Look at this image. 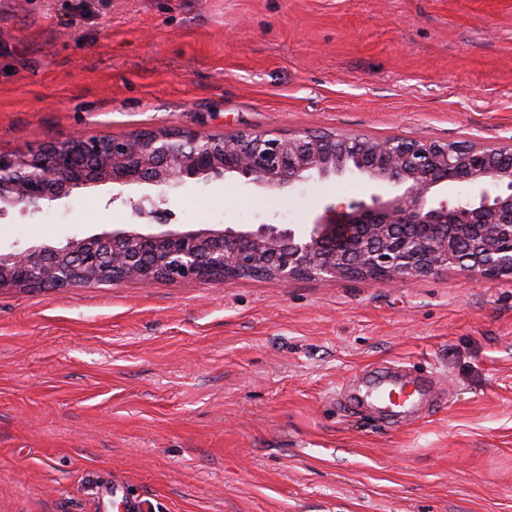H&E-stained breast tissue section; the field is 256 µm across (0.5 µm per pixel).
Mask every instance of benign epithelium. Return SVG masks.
Returning <instances> with one entry per match:
<instances>
[{
  "instance_id": "obj_1",
  "label": "benign epithelium",
  "mask_w": 512,
  "mask_h": 512,
  "mask_svg": "<svg viewBox=\"0 0 512 512\" xmlns=\"http://www.w3.org/2000/svg\"><path fill=\"white\" fill-rule=\"evenodd\" d=\"M227 177L264 192L362 179L373 192L327 204L311 224H168L177 190ZM102 184L139 222L0 249L1 289L244 276L396 282L449 267L512 275V145L311 132L78 133L35 152H0V218L35 216Z\"/></svg>"
}]
</instances>
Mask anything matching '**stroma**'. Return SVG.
Wrapping results in <instances>:
<instances>
[{
	"label": "stroma",
	"mask_w": 512,
	"mask_h": 512,
	"mask_svg": "<svg viewBox=\"0 0 512 512\" xmlns=\"http://www.w3.org/2000/svg\"><path fill=\"white\" fill-rule=\"evenodd\" d=\"M512 144V0H0V151L141 129ZM365 182L185 187L309 224ZM111 185L0 246L130 223ZM395 368L431 386L391 417ZM512 512V276L0 289V512Z\"/></svg>",
	"instance_id": "35a3bbf8"
}]
</instances>
